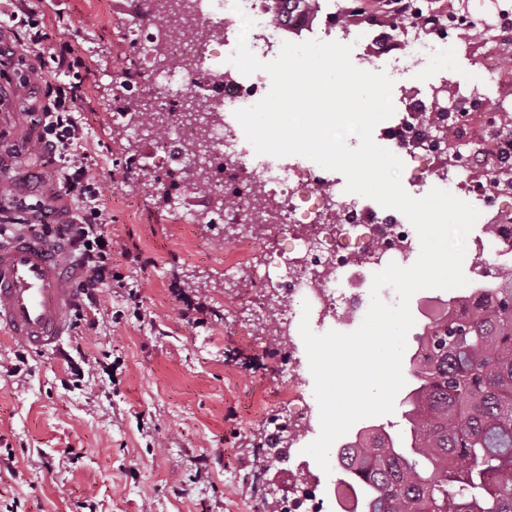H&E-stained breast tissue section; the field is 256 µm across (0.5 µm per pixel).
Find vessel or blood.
Here are the masks:
<instances>
[{
    "label": "vessel or blood",
    "mask_w": 512,
    "mask_h": 512,
    "mask_svg": "<svg viewBox=\"0 0 512 512\" xmlns=\"http://www.w3.org/2000/svg\"><path fill=\"white\" fill-rule=\"evenodd\" d=\"M72 293L54 243L0 240L1 332L37 350L53 348L69 330Z\"/></svg>",
    "instance_id": "obj_1"
}]
</instances>
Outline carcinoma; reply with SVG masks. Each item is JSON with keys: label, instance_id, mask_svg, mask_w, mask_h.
Here are the masks:
<instances>
[{"label": "carcinoma", "instance_id": "carcinoma-1", "mask_svg": "<svg viewBox=\"0 0 512 512\" xmlns=\"http://www.w3.org/2000/svg\"><path fill=\"white\" fill-rule=\"evenodd\" d=\"M317 0H275V20ZM140 128L166 127L138 112ZM398 448L359 433L337 459V481L358 490L361 512H512V269L489 305L425 324L410 359Z\"/></svg>", "mask_w": 512, "mask_h": 512}]
</instances>
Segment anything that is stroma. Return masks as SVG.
I'll list each match as a JSON object with an SVG mask.
<instances>
[{"label":"stroma","instance_id":"stroma-1","mask_svg":"<svg viewBox=\"0 0 512 512\" xmlns=\"http://www.w3.org/2000/svg\"><path fill=\"white\" fill-rule=\"evenodd\" d=\"M42 2L54 43L72 46L91 69L76 107L108 229L117 249L151 263L123 267L122 281L101 288L90 311L96 327L67 310L70 333L56 348L0 337V512H260L269 487L293 479L285 463L265 461L288 340L258 321L246 287L228 286L216 228L181 223L206 197L164 205L151 173L129 162L128 137L112 123L113 88L135 59L123 37L124 0ZM472 38L457 33L447 75L432 60L397 72L392 59L359 46L351 61L390 73L396 97L444 76L468 87L479 81ZM24 67L17 57L0 61V86L18 91L0 108V157L12 158L20 178L53 170L25 132L29 111L58 83L51 75L27 85ZM177 287L205 301L201 323L181 316ZM230 315L246 318L247 335L227 327Z\"/></svg>","mask_w":512,"mask_h":512}]
</instances>
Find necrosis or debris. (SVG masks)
Wrapping results in <instances>:
<instances>
[{"mask_svg": "<svg viewBox=\"0 0 512 512\" xmlns=\"http://www.w3.org/2000/svg\"><path fill=\"white\" fill-rule=\"evenodd\" d=\"M146 0L152 24L129 22L128 42L137 51L146 85L132 83L131 93L143 110L177 111L187 89H204L202 105L213 120L207 131L173 120L157 145V164L172 172L190 168L195 156L190 147L207 136L210 158L205 172L209 196L233 198L232 208L209 209L208 223L227 227L250 224L283 235L284 245L267 261L258 282L276 292V332L294 336L302 317L316 328L330 323L351 324L370 305L369 282L389 263L407 267L414 263L416 231L403 223L398 211L375 210L368 198L346 192L341 181L326 177L321 168L299 159L256 154L235 117L236 110L253 106L266 95L269 75L242 74L230 63L242 16L255 26L247 43L261 60H274L289 30H314V18L298 15L291 25L273 23L269 0ZM241 11H234V2ZM412 17L426 20V27H399L391 34L376 28L359 29L358 43L381 45L383 53L399 49L396 65L444 50L454 59L458 49L450 34L470 30V49L482 81L495 85L491 99L479 88L443 90L429 86L398 101L400 117L382 134L385 148L405 154L413 163V176L423 181L436 176L441 189L467 198L478 212L481 227L495 226L469 239L468 253L477 279L452 289L447 299L425 298L421 313L432 317L442 309L465 312L477 308L481 291L494 287L504 268L512 266V110L500 102L512 98V71L502 62L512 56V8L500 10L494 24H487L478 9L457 4L439 12L426 0H409ZM176 30L173 39L163 38ZM360 275L365 285L345 288L342 277ZM314 395L283 394L281 425L274 430L276 445L294 456L295 487L279 498V512H327L320 479L295 447L311 422Z\"/></svg>", "mask_w": 512, "mask_h": 512, "instance_id": "1", "label": "necrosis or debris"}]
</instances>
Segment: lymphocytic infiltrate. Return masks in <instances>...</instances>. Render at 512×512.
Here are the masks:
<instances>
[{
    "mask_svg": "<svg viewBox=\"0 0 512 512\" xmlns=\"http://www.w3.org/2000/svg\"><path fill=\"white\" fill-rule=\"evenodd\" d=\"M0 25L29 35L27 81H43L46 73L59 70L70 74L69 82L57 85L53 95L39 105L34 122L42 130L37 150L55 164L57 185L65 196L80 202V214L69 224H29L25 230L69 245L78 269L71 307L80 314L96 304L100 288L119 277L112 235L105 228L101 192L87 164L86 124L74 115L75 98L85 81V64L80 57L56 48L44 15L27 0H0Z\"/></svg>",
    "mask_w": 512,
    "mask_h": 512,
    "instance_id": "1",
    "label": "lymphocytic infiltrate"
}]
</instances>
